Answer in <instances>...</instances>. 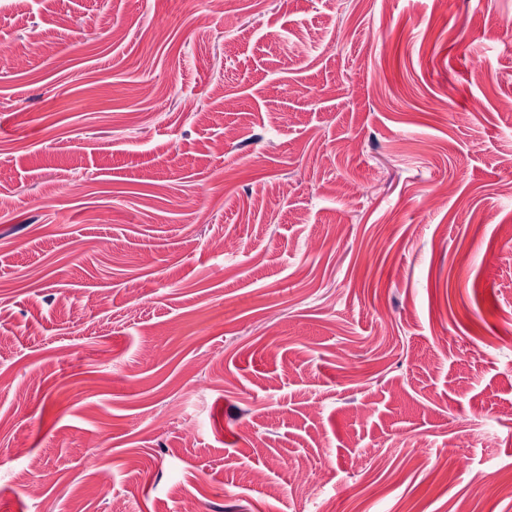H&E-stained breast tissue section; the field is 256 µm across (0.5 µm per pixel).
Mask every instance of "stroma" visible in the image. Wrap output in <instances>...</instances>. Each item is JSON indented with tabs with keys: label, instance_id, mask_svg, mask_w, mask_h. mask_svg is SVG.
I'll use <instances>...</instances> for the list:
<instances>
[{
	"label": "stroma",
	"instance_id": "obj_1",
	"mask_svg": "<svg viewBox=\"0 0 512 512\" xmlns=\"http://www.w3.org/2000/svg\"><path fill=\"white\" fill-rule=\"evenodd\" d=\"M0 44V512H512V0H0Z\"/></svg>",
	"mask_w": 512,
	"mask_h": 512
}]
</instances>
